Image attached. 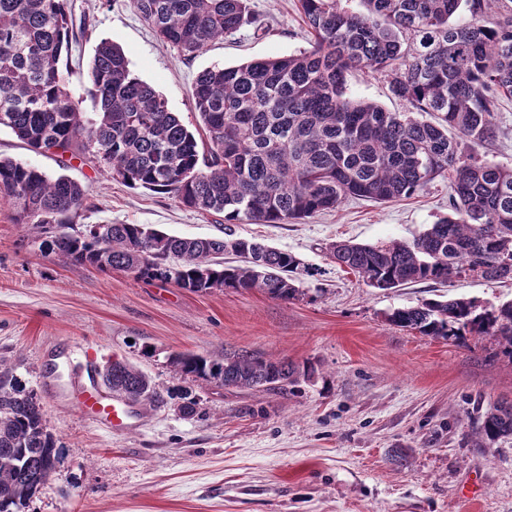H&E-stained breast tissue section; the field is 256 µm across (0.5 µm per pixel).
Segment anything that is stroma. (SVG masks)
<instances>
[{
	"instance_id": "stroma-1",
	"label": "stroma",
	"mask_w": 512,
	"mask_h": 512,
	"mask_svg": "<svg viewBox=\"0 0 512 512\" xmlns=\"http://www.w3.org/2000/svg\"><path fill=\"white\" fill-rule=\"evenodd\" d=\"M86 31L72 47L70 88L80 91L97 44L120 45L132 74L154 87L191 131V99L208 68L309 49L298 0H251L255 25L185 59L163 43L130 0H71ZM352 96L390 112L410 106L388 82L355 72ZM499 136L479 156L512 167V100L496 109ZM0 155L85 189L84 224H146L176 236L232 232L298 256L302 298L257 291L192 293L132 274L63 263L45 254L27 224L0 203V360L34 390L59 439L58 476L22 512H512V440L471 448L473 409L512 401V361L491 338L467 345L389 324L392 309L435 297L431 284L381 291L325 255L336 240H409L448 213V181L437 178L387 204L352 200L301 224H234L171 196L112 179L98 164L36 153L0 128ZM445 295L498 304L512 282L456 281ZM94 349L88 365L79 355ZM243 350L306 364L314 378L297 392L192 384L198 405L182 415L168 392L180 386L168 357ZM128 362L164 391V402L131 406L115 431L76 405L91 366ZM405 449L394 460L389 452Z\"/></svg>"
}]
</instances>
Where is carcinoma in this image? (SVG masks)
<instances>
[{
    "mask_svg": "<svg viewBox=\"0 0 512 512\" xmlns=\"http://www.w3.org/2000/svg\"><path fill=\"white\" fill-rule=\"evenodd\" d=\"M298 0L310 49L201 72L191 97L202 136L188 130L151 85L131 75L123 49H95L83 91L84 117L70 86V0H0V126L31 151H52L62 167L92 155L131 188L164 193L224 223L288 224L349 200L411 197L448 177L450 213L410 241L339 240L330 259L381 290L455 279L512 281V168L475 149L496 137L495 107L512 99V15L506 0ZM157 35L183 56L254 23L250 0H131ZM468 8L471 19L454 17ZM360 71L388 80L420 115L388 112L348 95ZM474 151L464 156L461 144ZM0 197L40 248L64 263L121 270L195 293L258 290L272 299L303 295L295 254L227 233L181 237L143 224L76 225L83 187L66 175L0 158ZM239 257L233 264L224 254ZM394 326L464 344L490 336L512 361V301L426 299L386 315ZM183 380L243 389L293 390L313 370L248 352L177 353ZM106 387L131 402H156L151 379L126 362L102 369ZM512 440V402L476 409L470 447ZM57 439L34 391L0 362V512L20 508L56 474Z\"/></svg>",
    "mask_w": 512,
    "mask_h": 512,
    "instance_id": "carcinoma-1",
    "label": "carcinoma"
}]
</instances>
